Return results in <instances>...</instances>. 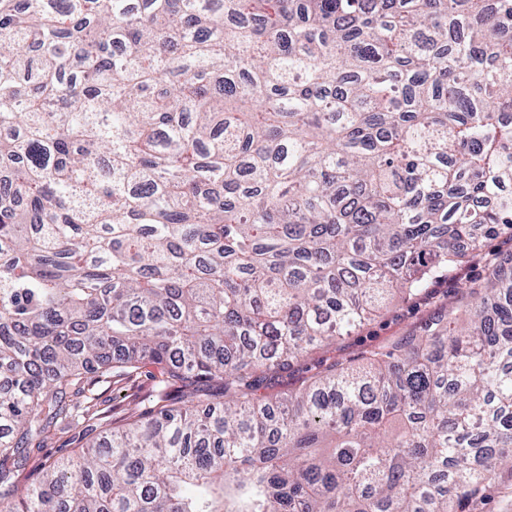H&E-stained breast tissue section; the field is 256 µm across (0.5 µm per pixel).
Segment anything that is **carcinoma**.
Instances as JSON below:
<instances>
[{
    "mask_svg": "<svg viewBox=\"0 0 512 512\" xmlns=\"http://www.w3.org/2000/svg\"><path fill=\"white\" fill-rule=\"evenodd\" d=\"M504 228L512 0H0V512H469L512 478V253L266 390ZM485 263L479 257L461 267L452 268L429 285V299H394L380 314L367 321L351 336L321 345L298 362L280 382L272 394L288 393L306 377L322 371L334 361H347L360 358L361 354L373 346L403 333L419 329L428 314L439 306L440 300L448 294V301L466 291L470 282L482 280L485 276ZM157 369L154 365H141L140 369L120 377L112 379H98L92 375L95 380V393L99 396L98 410H101L102 420L95 425L93 432L84 439L82 434L79 436L75 431L55 432L53 439L49 442L48 448L41 452L31 455V459L25 469L16 475V481L19 485L28 483L36 474L42 457L46 454H52L55 457L67 456L79 450L89 439L98 436L99 432L126 422L132 413L138 410L142 401L152 395L155 388L154 375ZM146 402V401H144Z\"/></svg>",
    "mask_w": 512,
    "mask_h": 512,
    "instance_id": "carcinoma-1",
    "label": "carcinoma"
}]
</instances>
